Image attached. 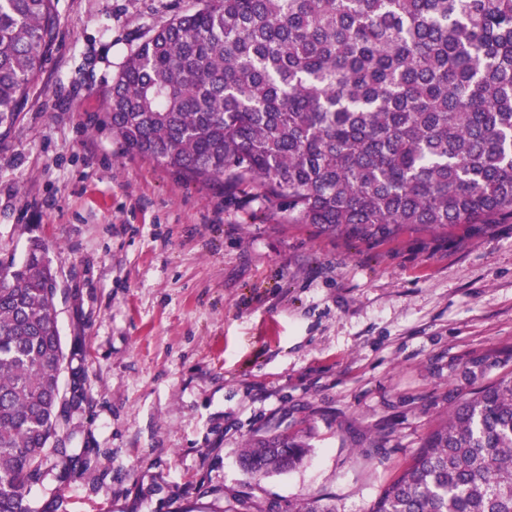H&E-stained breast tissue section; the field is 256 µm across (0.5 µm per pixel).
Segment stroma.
Segmentation results:
<instances>
[{"label": "stroma", "mask_w": 512, "mask_h": 512, "mask_svg": "<svg viewBox=\"0 0 512 512\" xmlns=\"http://www.w3.org/2000/svg\"><path fill=\"white\" fill-rule=\"evenodd\" d=\"M193 0H56L39 80L0 138V256L40 239L85 375L64 428L71 512H206L333 499L371 512L450 400L512 373V223L326 235L256 191L129 154L105 123L128 54ZM304 430L256 478L254 438ZM311 445L298 433L282 432L253 439L241 455L243 467L253 476L265 477L299 467Z\"/></svg>", "instance_id": "35a3bbf8"}]
</instances>
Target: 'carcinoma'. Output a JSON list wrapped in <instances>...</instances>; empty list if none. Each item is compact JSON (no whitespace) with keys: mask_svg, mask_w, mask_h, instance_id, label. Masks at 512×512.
<instances>
[{"mask_svg":"<svg viewBox=\"0 0 512 512\" xmlns=\"http://www.w3.org/2000/svg\"><path fill=\"white\" fill-rule=\"evenodd\" d=\"M56 29L54 0H0V135ZM131 153L189 179L257 187L294 224L367 240L512 222V0H195L127 56L106 115ZM45 246L0 258V512H70L68 481L29 498L83 394ZM298 433L256 438V477L299 467ZM240 502L209 512H273ZM288 512H335L320 499ZM372 512H512V375L451 402Z\"/></svg>","mask_w":512,"mask_h":512,"instance_id":"1","label":"carcinoma"}]
</instances>
